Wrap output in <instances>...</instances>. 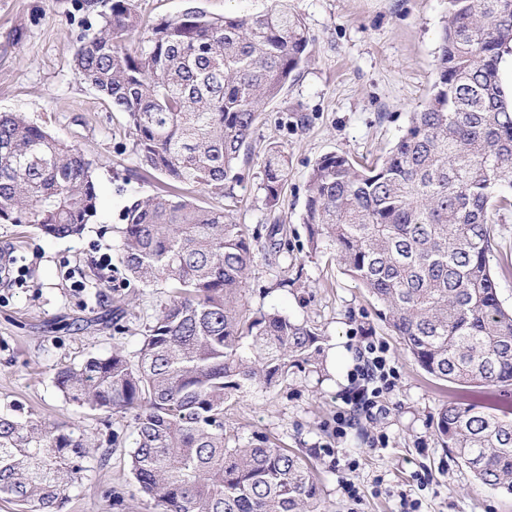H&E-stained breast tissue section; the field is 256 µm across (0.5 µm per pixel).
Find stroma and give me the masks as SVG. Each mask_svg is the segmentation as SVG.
Returning a JSON list of instances; mask_svg holds the SVG:
<instances>
[{
	"label": "stroma",
	"instance_id": "stroma-1",
	"mask_svg": "<svg viewBox=\"0 0 512 512\" xmlns=\"http://www.w3.org/2000/svg\"><path fill=\"white\" fill-rule=\"evenodd\" d=\"M144 23L190 6L221 16L263 9L270 0H136ZM312 40L307 63L266 104L238 168L232 197L194 187L183 196L212 208L231 207L259 249L244 301L252 316L278 312L312 325L323 338L317 366L296 369L282 384L255 389L227 410L235 443L258 438L303 450L320 482L322 512H512V495L481 487L436 433L443 404L458 401L512 409V388L460 390L422 371L403 351L383 307L344 273L335 257L312 254L302 221L314 163L338 152L384 155L408 126L435 78L445 0H290ZM85 15L74 0H0V113L20 112L96 163L98 217L82 236L50 240L26 224L0 223V262L22 269L0 274V412L83 434L89 472L63 512H153L130 467L127 419L67 403L56 371L121 347L136 357L145 328L168 300L164 284L132 288L119 276V214L132 200L165 190L164 179L140 169L123 115L72 69ZM300 107L305 127L290 125L284 105ZM288 160L276 208L266 204L262 160L269 148ZM283 225L278 251L268 231ZM490 265L504 307H512V211L496 214ZM125 296L120 328L84 329L94 291ZM386 350L392 386L380 413L355 412L363 338ZM119 444H111L112 434ZM118 492L124 510L110 498Z\"/></svg>",
	"mask_w": 512,
	"mask_h": 512
}]
</instances>
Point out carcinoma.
I'll list each match as a JSON object with an SVG mask.
<instances>
[{"label":"carcinoma","mask_w":512,"mask_h":512,"mask_svg":"<svg viewBox=\"0 0 512 512\" xmlns=\"http://www.w3.org/2000/svg\"><path fill=\"white\" fill-rule=\"evenodd\" d=\"M98 12L78 40L75 74L127 119L140 163L170 188L224 196L263 105L278 99L311 39L288 0L214 17L190 7L149 27L135 0H76ZM512 0H447L427 99L372 161L329 153L313 165L302 215L311 250L331 251L367 288L427 374L458 386H512V310L490 269L494 215L512 210ZM288 166L269 149L267 205ZM99 205L94 161L21 113H0V223L45 238L80 235ZM126 280L163 281L169 300L137 360L118 347L59 370L66 401L132 418L131 471L156 512H320L307 457L261 438L228 447L224 408L288 381L323 352L318 331L242 304L255 255L248 226L176 193L121 214ZM443 447L490 489L512 494V418L444 404ZM89 444L41 421L0 415V498L61 512L85 477Z\"/></svg>","instance_id":"obj_1"}]
</instances>
